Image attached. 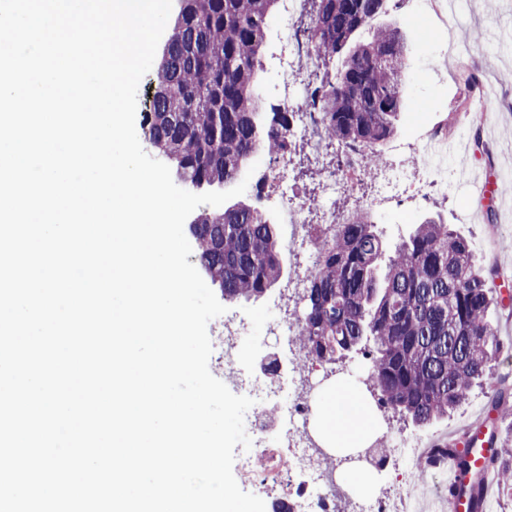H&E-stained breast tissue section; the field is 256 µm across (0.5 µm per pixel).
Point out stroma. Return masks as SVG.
Here are the masks:
<instances>
[{
    "instance_id": "1",
    "label": "stroma",
    "mask_w": 512,
    "mask_h": 512,
    "mask_svg": "<svg viewBox=\"0 0 512 512\" xmlns=\"http://www.w3.org/2000/svg\"><path fill=\"white\" fill-rule=\"evenodd\" d=\"M377 22L397 25L408 39V105L397 133L382 147L384 154L442 126L457 109L458 87L466 76H476L479 96L493 97L496 106L478 124L459 130L447 157V196L425 202L407 197L390 212L375 215L386 244L395 245L431 217L469 242L477 267L512 270V83L501 78L502 73L512 72V0H465L451 30L429 10L426 0H403L388 7ZM477 29L485 32L486 39L475 44L471 34ZM484 172L510 184L502 200L479 197L474 183ZM488 319L499 350L485 383L472 388L454 412L427 426L417 429L410 422L381 417L377 420L381 429L396 434L416 431L439 442L456 439L487 407L498 384H512V354L505 350L512 339V306L492 305Z\"/></svg>"
}]
</instances>
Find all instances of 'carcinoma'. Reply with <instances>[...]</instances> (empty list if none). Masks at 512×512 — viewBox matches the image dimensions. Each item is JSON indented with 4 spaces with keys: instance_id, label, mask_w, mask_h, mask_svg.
Returning a JSON list of instances; mask_svg holds the SVG:
<instances>
[{
    "instance_id": "cac0c4a2",
    "label": "carcinoma",
    "mask_w": 512,
    "mask_h": 512,
    "mask_svg": "<svg viewBox=\"0 0 512 512\" xmlns=\"http://www.w3.org/2000/svg\"><path fill=\"white\" fill-rule=\"evenodd\" d=\"M386 0H313L310 48L322 67H341L312 85L309 106L336 150L361 148L367 167L396 131L406 104V41L395 28L370 25ZM278 0H179L163 58L150 82L143 129L151 146L196 189L238 179L259 151L288 148L291 113L278 107L260 128L258 93L267 20ZM365 43L349 45L360 31ZM199 266L227 301L263 296L281 277L274 224L247 204L202 211L189 225ZM317 271L296 306L304 359L333 365L347 354L370 360L364 384L416 426L455 410L481 382L497 349L487 319L489 278L475 267L466 239L428 219L398 242L380 267L382 241L371 211L325 232ZM512 402L502 385L490 408ZM481 512L483 485L462 490Z\"/></svg>"
}]
</instances>
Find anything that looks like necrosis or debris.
I'll return each mask as SVG.
<instances>
[{
    "label": "necrosis or debris",
    "mask_w": 512,
    "mask_h": 512,
    "mask_svg": "<svg viewBox=\"0 0 512 512\" xmlns=\"http://www.w3.org/2000/svg\"><path fill=\"white\" fill-rule=\"evenodd\" d=\"M307 0H283L279 21V43L283 53L279 59L280 99L293 115L288 139L295 145L292 153H284L273 161L277 183L282 188L278 198L281 223L288 226L286 239L288 254L295 266L288 279L287 297L281 298L275 313L264 326L265 335L278 337L288 353L287 379L260 380L245 378L241 366L248 353L243 337L254 336L253 326L233 317L224 319V348L216 367L226 378L236 381L240 391L257 399L249 420L252 447L267 460L264 479H278L282 470L300 471L306 477L303 512H418L420 508L415 485L398 480L393 490L370 498L355 497L339 480L334 458L321 449L307 427L310 412L309 392L312 367L297 353L295 338L300 326L288 313L290 294L305 287L314 272L323 245V227L346 223L348 212L338 210L334 199L345 191L359 199L362 206L383 212L397 198L409 191L428 193L442 191L448 185L447 176H435L434 169L441 158L432 151L437 142H447L449 131H437L430 142L414 146L417 158L407 162L401 156L387 157L375 170H367L364 151L347 152L340 170L329 167L327 145L321 133V119L309 104L311 87L307 75L318 69L320 62L311 51L304 29L303 16ZM302 153L322 169L321 191L326 205L317 210L308 209L303 198L287 188L295 153ZM276 400L280 418L291 450L290 456H280L275 443L266 432L262 420L263 407L268 400Z\"/></svg>",
    "instance_id": "obj_1"
}]
</instances>
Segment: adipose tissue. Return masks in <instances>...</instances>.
I'll list each match as a JSON object with an SVG mask.
<instances>
[{
	"label": "adipose tissue",
	"instance_id": "1",
	"mask_svg": "<svg viewBox=\"0 0 512 512\" xmlns=\"http://www.w3.org/2000/svg\"><path fill=\"white\" fill-rule=\"evenodd\" d=\"M314 422L326 447L341 454L361 447L373 432L368 407L357 391L346 385L326 392Z\"/></svg>",
	"mask_w": 512,
	"mask_h": 512
}]
</instances>
